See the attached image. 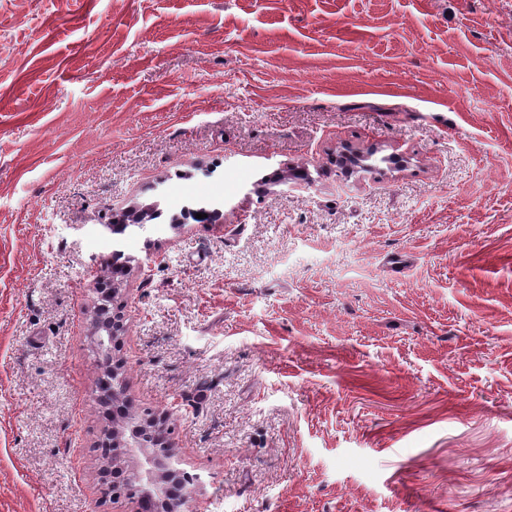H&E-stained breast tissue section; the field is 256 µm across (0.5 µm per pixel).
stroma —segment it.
Instances as JSON below:
<instances>
[{"label": "stroma", "mask_w": 512, "mask_h": 512, "mask_svg": "<svg viewBox=\"0 0 512 512\" xmlns=\"http://www.w3.org/2000/svg\"><path fill=\"white\" fill-rule=\"evenodd\" d=\"M132 206L191 512H512V0H0V512H137L88 336Z\"/></svg>", "instance_id": "obj_1"}]
</instances>
